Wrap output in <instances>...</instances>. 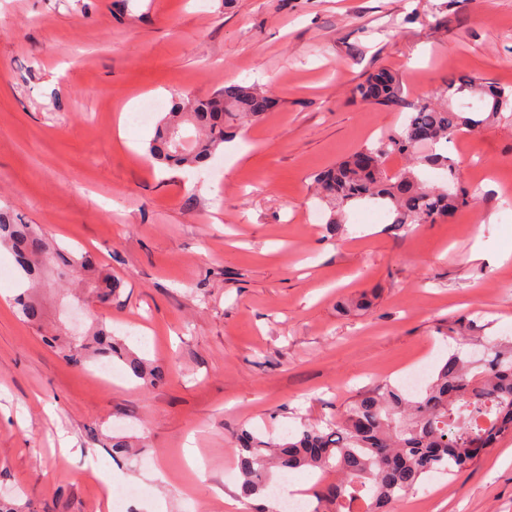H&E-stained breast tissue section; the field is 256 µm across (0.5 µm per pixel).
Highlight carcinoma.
Masks as SVG:
<instances>
[{
    "label": "carcinoma",
    "instance_id": "cac0c4a2",
    "mask_svg": "<svg viewBox=\"0 0 512 512\" xmlns=\"http://www.w3.org/2000/svg\"><path fill=\"white\" fill-rule=\"evenodd\" d=\"M356 92L365 101L406 111L405 120L401 130L361 146L316 174L314 183L322 198L341 206L368 202L384 207L393 214V223L402 227L439 224L471 207L474 196L460 183L461 161L448 156L443 147L457 133L472 132L501 113L512 112V85L451 75L439 92L444 101L411 103L398 74L380 68ZM461 98L477 106L468 112L455 109L453 101ZM274 106L272 97L246 83L225 86L208 98L181 95L160 120L147 157L160 164L199 168L224 144L226 123L257 120ZM186 124L201 134L188 152L175 146ZM392 154L447 172L446 187L428 185L412 167L387 174L384 164ZM0 244L11 250L28 280L29 287L14 305L30 325L39 326L46 319L38 292L49 279L68 285L76 296L87 294L99 301L112 299L121 287L90 253L61 248L40 225L18 223L8 210H0ZM47 343L76 367L116 357L133 380L153 385L163 380V371L112 336L102 319H95L77 339L57 327ZM508 432H512V344L500 342L477 361L459 352L450 356L415 396L389 384L368 389L323 428L305 427L276 442L241 431L237 435L240 496H267L275 469L305 468L333 474L314 487V512H356L359 505L365 512H395V505L427 476L456 475Z\"/></svg>",
    "mask_w": 512,
    "mask_h": 512
}]
</instances>
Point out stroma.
Masks as SVG:
<instances>
[{
  "label": "stroma",
  "instance_id": "stroma-1",
  "mask_svg": "<svg viewBox=\"0 0 512 512\" xmlns=\"http://www.w3.org/2000/svg\"><path fill=\"white\" fill-rule=\"evenodd\" d=\"M382 67L415 102L452 72L512 84V0H0V208L120 280L87 316L165 372L106 387L72 368L17 317L1 247V499L112 512L105 472L127 512H228L240 430L276 440L412 364L512 341L511 114L449 142L474 195L449 222L398 229L359 203L327 224L314 174L404 122L354 95ZM242 82L276 107L204 171L147 161L142 100ZM439 485L430 512H512V434Z\"/></svg>",
  "mask_w": 512,
  "mask_h": 512
}]
</instances>
